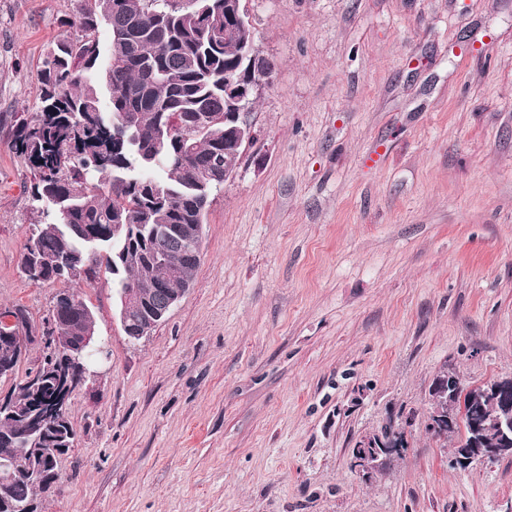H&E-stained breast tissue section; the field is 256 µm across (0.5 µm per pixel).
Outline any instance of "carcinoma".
<instances>
[{
    "label": "carcinoma",
    "mask_w": 512,
    "mask_h": 512,
    "mask_svg": "<svg viewBox=\"0 0 512 512\" xmlns=\"http://www.w3.org/2000/svg\"><path fill=\"white\" fill-rule=\"evenodd\" d=\"M65 25L75 37L56 42L38 65L39 112L11 114L15 153L29 167L32 201L50 222L36 224L22 256L43 260L34 284L90 278L105 268L115 288L135 287L133 312L146 319L190 280L200 264L186 224L204 223L213 192L214 160L236 167L241 155L224 137V83L251 74L243 47L224 36V0H82ZM107 26L109 41L97 32ZM108 105L102 104L103 89ZM128 226L121 237L112 225ZM178 269L163 279V265ZM52 305L67 344L97 335L95 313L63 290ZM21 420L0 426V512H40L54 466L30 460L46 448L44 433Z\"/></svg>",
    "instance_id": "carcinoma-1"
}]
</instances>
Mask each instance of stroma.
I'll return each instance as SVG.
<instances>
[{"mask_svg":"<svg viewBox=\"0 0 512 512\" xmlns=\"http://www.w3.org/2000/svg\"><path fill=\"white\" fill-rule=\"evenodd\" d=\"M80 0H0V117ZM270 87L165 321L130 340L112 276L72 287L108 358L67 413L41 512H504L512 462L460 471L429 387L512 375V0H246ZM0 126V311L42 329L63 282L20 255L40 217ZM411 446L372 481L355 441ZM433 393L429 387V410L432 408L430 397L436 403L435 408L427 414L426 426L431 431H440L451 426L459 417L450 412V398L459 394L461 387L465 386L463 380L452 369H443L434 377ZM392 417L387 428L361 436L354 444L350 457V470L365 482L372 480L379 465L387 456H401L410 446V436L404 430L402 420ZM407 447V448H403Z\"/></svg>","mask_w":512,"mask_h":512,"instance_id":"35a3bbf8","label":"stroma"}]
</instances>
